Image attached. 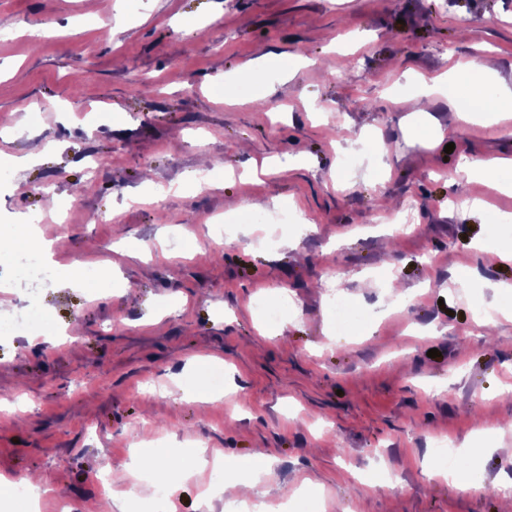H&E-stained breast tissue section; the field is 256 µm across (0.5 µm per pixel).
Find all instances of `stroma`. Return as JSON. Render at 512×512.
<instances>
[{
  "label": "stroma",
  "mask_w": 512,
  "mask_h": 512,
  "mask_svg": "<svg viewBox=\"0 0 512 512\" xmlns=\"http://www.w3.org/2000/svg\"><path fill=\"white\" fill-rule=\"evenodd\" d=\"M472 79L512 91V0H0V160L39 157L0 179V236L39 216L58 268L0 293V316L31 302L53 326L0 339V474L40 485L39 512H119L101 479L160 443L177 512H224L201 490L264 461L268 500L310 512H501L512 192L451 201L489 182L462 159L512 158V111L458 125ZM335 295L362 330L337 334ZM204 356L225 371L206 405L184 386ZM441 434L474 490L440 476Z\"/></svg>",
  "instance_id": "1"
}]
</instances>
